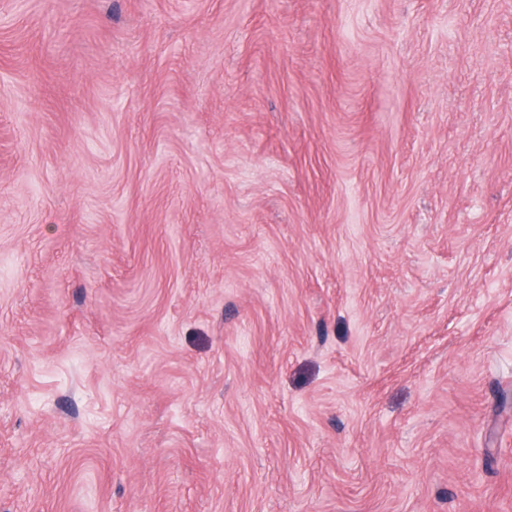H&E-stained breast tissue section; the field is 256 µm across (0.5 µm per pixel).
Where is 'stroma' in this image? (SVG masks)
Wrapping results in <instances>:
<instances>
[{"label":"stroma","instance_id":"stroma-1","mask_svg":"<svg viewBox=\"0 0 512 512\" xmlns=\"http://www.w3.org/2000/svg\"><path fill=\"white\" fill-rule=\"evenodd\" d=\"M0 512H512V0H0Z\"/></svg>","mask_w":512,"mask_h":512}]
</instances>
